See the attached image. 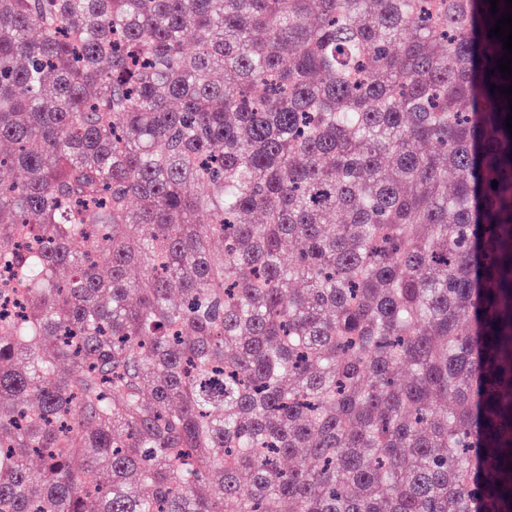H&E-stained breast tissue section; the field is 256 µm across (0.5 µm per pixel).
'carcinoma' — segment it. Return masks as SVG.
<instances>
[{
    "instance_id": "obj_1",
    "label": "carcinoma",
    "mask_w": 512,
    "mask_h": 512,
    "mask_svg": "<svg viewBox=\"0 0 512 512\" xmlns=\"http://www.w3.org/2000/svg\"><path fill=\"white\" fill-rule=\"evenodd\" d=\"M498 8L0 0V512H512Z\"/></svg>"
}]
</instances>
